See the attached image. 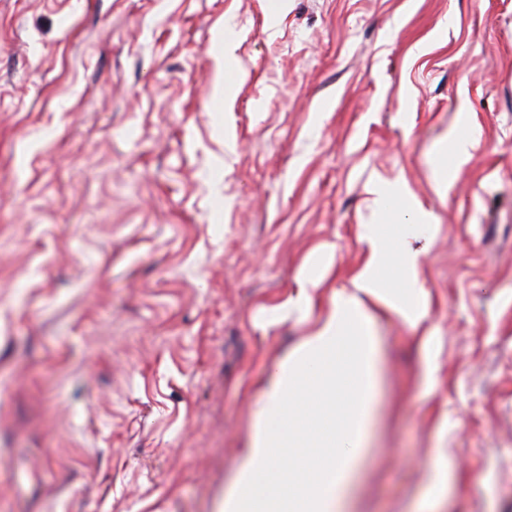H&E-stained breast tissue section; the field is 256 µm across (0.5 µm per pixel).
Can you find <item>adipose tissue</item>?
Listing matches in <instances>:
<instances>
[{"label": "adipose tissue", "instance_id": "ef3b65f1", "mask_svg": "<svg viewBox=\"0 0 512 512\" xmlns=\"http://www.w3.org/2000/svg\"><path fill=\"white\" fill-rule=\"evenodd\" d=\"M367 242L370 258L342 289L336 311L271 377L221 512H339L371 424L380 369L372 322L380 311L413 325L421 317L380 279L387 240L372 234ZM306 392L317 401L313 416H286V404Z\"/></svg>", "mask_w": 512, "mask_h": 512}]
</instances>
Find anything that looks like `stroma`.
Returning a JSON list of instances; mask_svg holds the SVG:
<instances>
[{
    "label": "stroma",
    "instance_id": "stroma-1",
    "mask_svg": "<svg viewBox=\"0 0 512 512\" xmlns=\"http://www.w3.org/2000/svg\"><path fill=\"white\" fill-rule=\"evenodd\" d=\"M371 233L348 512H512V0H0V512H217ZM401 283L397 288H418L416 278L417 255L409 249L400 254Z\"/></svg>",
    "mask_w": 512,
    "mask_h": 512
}]
</instances>
